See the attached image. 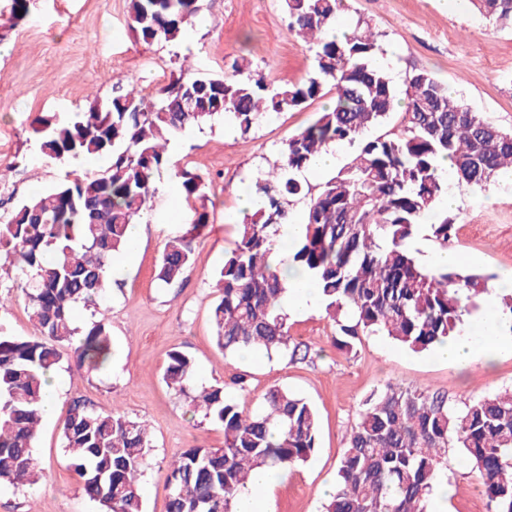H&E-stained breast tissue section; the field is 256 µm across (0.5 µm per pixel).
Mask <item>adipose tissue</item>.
Masks as SVG:
<instances>
[{"instance_id": "obj_1", "label": "adipose tissue", "mask_w": 512, "mask_h": 512, "mask_svg": "<svg viewBox=\"0 0 512 512\" xmlns=\"http://www.w3.org/2000/svg\"><path fill=\"white\" fill-rule=\"evenodd\" d=\"M301 234L300 224L288 225L282 230L274 249V258L281 261V270L288 280L283 307L290 314L313 311L322 300L313 275L288 262L291 247L300 240ZM506 351H512V336L503 335L500 315L490 305L480 313L472 330L435 348L437 357L458 365L467 364L479 354L491 357Z\"/></svg>"}]
</instances>
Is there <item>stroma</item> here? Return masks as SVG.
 <instances>
[{"label":"stroma","mask_w":512,"mask_h":512,"mask_svg":"<svg viewBox=\"0 0 512 512\" xmlns=\"http://www.w3.org/2000/svg\"><path fill=\"white\" fill-rule=\"evenodd\" d=\"M198 6L206 25L190 20L183 38L167 45L135 37L127 25L126 0H31L23 21L0 12V170L9 172L0 196L18 202L78 170L77 162L42 158L31 123L87 109L93 99L110 97L117 79H134L142 95L152 96L175 73L221 75L236 58L277 85L300 83L312 72L314 56L289 32L282 0H198ZM337 21L349 28L363 21L377 33L379 59L398 90L425 71L456 99L512 127V29L473 12L466 0H344ZM327 103L318 98L270 115L246 137L218 119L187 129L174 143V167L203 173L210 181L204 198L195 202L210 215L208 233L183 282L161 285L155 277L160 253L181 231L187 211L172 169L162 170L125 275L113 282L96 311L75 310L78 323L96 318L110 326L117 355L104 374L60 370L56 414L43 420L35 448L46 478L31 488L1 486L0 512H100L84 495L62 449L60 424L76 398L100 411L121 407L147 425L154 446L141 481L146 512H166L168 462L194 445H224L222 428L192 414L164 383L167 355L175 349L194 358L199 382H227L242 410L255 409L273 386L305 397L316 409L317 448L307 463L289 468L286 480L265 491L268 512H323L359 405L371 392L390 384L425 385L447 391L460 404L512 387V352L460 367L431 352L412 353L385 336H365L345 354L337 350L335 330L319 309L289 318L293 336L310 346L311 361L228 357L216 346L214 272L243 217L239 194L278 161L282 143L311 124ZM449 192L454 232L448 247L462 255L461 272L489 278L477 309L464 317L470 324L481 307L500 303L502 281L512 275V173L482 189L453 185ZM0 285L11 290L0 308V328L14 336L33 335L24 296L1 268ZM238 375L245 376V387L232 385ZM446 482L443 512H487L484 490L467 461L449 456Z\"/></svg>","instance_id":"obj_1"}]
</instances>
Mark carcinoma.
Returning <instances> with one entry per match:
<instances>
[{"label":"carcinoma","instance_id":"1","mask_svg":"<svg viewBox=\"0 0 512 512\" xmlns=\"http://www.w3.org/2000/svg\"><path fill=\"white\" fill-rule=\"evenodd\" d=\"M282 2L288 30L314 50V72L302 83L271 87L235 61L229 76L182 73L152 97L119 79L111 97L94 99L85 111L55 122L35 119L47 160L96 156L110 164L34 192L0 221V258L14 270L37 331L26 338L0 333V484L45 478L35 455L44 377L62 367L65 352L89 373L110 365V329L102 321L79 325L74 308L105 297L106 268L125 250L128 226L149 210L156 175L170 164V144L188 127L222 116L246 136L268 114L295 110L327 87L335 91L332 106L289 136L277 164L253 181L262 205L236 225L216 271L220 295L211 321L224 354L251 349L291 363L308 358L310 348L293 339L281 308L288 281L269 261L298 201L305 203V235L290 260L315 275L344 353L367 335L387 336L415 353L433 349L460 335L463 316L486 292L487 278L427 269L407 242L425 226L448 248L453 224L439 211L448 195L440 163L450 162L458 187L482 188L512 169V128L419 72L408 82L401 129L367 136L398 107L392 80L377 62L378 36L358 27L340 40L321 38L341 0ZM470 3L486 19L512 27V0ZM127 8L137 38L160 44L180 41L198 11L197 0H127ZM345 143L356 146L351 161L319 189L301 178L324 150ZM175 177L186 203L205 195L200 174L183 167ZM208 227L207 214L190 206L183 230L162 250L160 283L183 280ZM195 376L190 356L169 352L164 381L192 413L223 428L224 447L193 446L172 461L166 512H236L259 470L308 461L317 415L305 398L277 386L266 390L258 409L244 412L224 383L197 385ZM61 439L84 495L102 512H145L140 477L153 439L143 422L76 398ZM451 451L478 473L488 512H512V389L459 406L446 391L389 384L361 402L324 512H427Z\"/></svg>","mask_w":512,"mask_h":512}]
</instances>
